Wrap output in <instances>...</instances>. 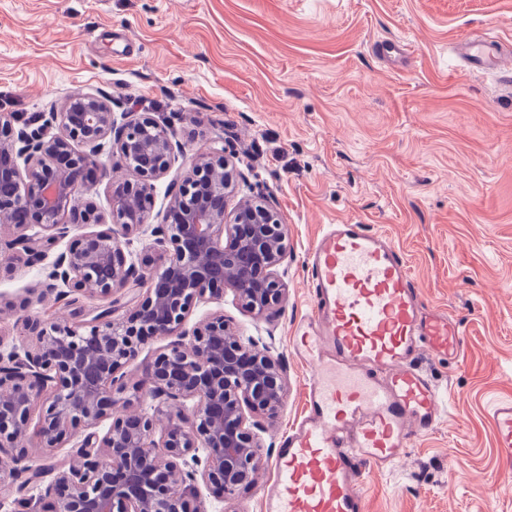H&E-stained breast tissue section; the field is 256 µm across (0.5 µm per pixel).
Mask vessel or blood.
Returning <instances> with one entry per match:
<instances>
[{
  "label": "vessel or blood",
  "instance_id": "vessel-or-blood-1",
  "mask_svg": "<svg viewBox=\"0 0 512 512\" xmlns=\"http://www.w3.org/2000/svg\"><path fill=\"white\" fill-rule=\"evenodd\" d=\"M459 50L474 69L512 87L494 38ZM311 308L293 328V356L309 369L305 412L281 441L264 512H365L358 466L389 470L414 436L444 418L443 394L423 355L462 364V329L428 309L400 249L364 224H330L306 254ZM489 419L500 457L512 461V399Z\"/></svg>",
  "mask_w": 512,
  "mask_h": 512
}]
</instances>
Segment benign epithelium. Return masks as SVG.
<instances>
[{
  "mask_svg": "<svg viewBox=\"0 0 512 512\" xmlns=\"http://www.w3.org/2000/svg\"><path fill=\"white\" fill-rule=\"evenodd\" d=\"M53 123L59 131L51 135ZM103 154L134 174L112 182L107 216L82 200L93 169L110 175L98 164ZM181 155L155 119L134 112L118 118L112 101L93 95L75 93L47 117L0 114V226L10 234L8 259L33 267L68 240L36 290L74 306L70 322L26 319L28 343L0 349V451L15 462L0 470V486L39 489L14 499L16 512H206L198 483L227 503L255 481L262 465L255 430L281 409L286 371L271 346L240 335L221 312L190 330L185 323L195 306L228 289L257 317L280 305L288 234L268 202L231 204L234 180L243 174L222 147L194 155L182 181L170 184L160 221L148 223L155 182ZM76 227L86 232L72 234ZM133 237L148 241V254L126 256L122 241ZM121 288L141 293L128 315L115 318ZM84 298L103 305L87 309ZM171 336L149 376L127 394L126 367L142 345ZM143 391L154 401L150 409L118 414ZM173 405L190 408L191 417L171 414ZM34 439L49 452L77 441L45 486L43 471L28 464Z\"/></svg>",
  "mask_w": 512,
  "mask_h": 512,
  "instance_id": "1",
  "label": "benign epithelium"
}]
</instances>
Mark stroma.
Returning a JSON list of instances; mask_svg holds the SVG:
<instances>
[{"mask_svg":"<svg viewBox=\"0 0 512 512\" xmlns=\"http://www.w3.org/2000/svg\"><path fill=\"white\" fill-rule=\"evenodd\" d=\"M512 45V0H0V114L58 112L84 92L164 122L185 149L153 214L202 146L234 153L236 200L267 198L288 227L281 307L257 318L232 293L195 307L272 341L288 393L258 434L264 465L230 512H263L280 437L307 373L289 353L308 308L305 254L323 225L360 221L405 254L425 305L463 325L464 366L423 365L447 415L387 472L361 466L367 512H512V464L487 413L512 398V92L470 73L458 41ZM407 52L385 60L380 44ZM42 267L0 264V345L15 320L69 318L36 299Z\"/></svg>","mask_w":512,"mask_h":512,"instance_id":"obj_1","label":"stroma"}]
</instances>
